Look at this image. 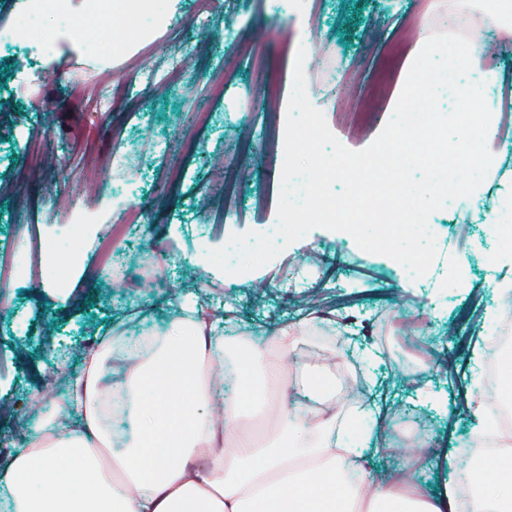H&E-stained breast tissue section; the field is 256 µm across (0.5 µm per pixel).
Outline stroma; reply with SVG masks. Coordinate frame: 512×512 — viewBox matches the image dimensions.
Instances as JSON below:
<instances>
[{
	"instance_id": "1",
	"label": "stroma",
	"mask_w": 512,
	"mask_h": 512,
	"mask_svg": "<svg viewBox=\"0 0 512 512\" xmlns=\"http://www.w3.org/2000/svg\"><path fill=\"white\" fill-rule=\"evenodd\" d=\"M156 3L150 15L126 13L104 49L81 27L59 30L41 55L0 41V260L31 265L0 285V449L25 444L16 425L52 415L60 392L49 377L82 370L111 337L137 345L159 335L186 296L223 316L233 355L239 339L303 325L282 385L304 382L335 399L345 441L365 436L354 403H381L401 443L427 436L417 482L443 492L478 438L462 397L485 396V369L472 360L497 333L501 288L512 289V241L465 199L449 202L429 219L437 255L410 294L398 262L340 231L312 229L234 276L200 254L276 221L282 165L270 114L287 110L300 44H314L310 103L344 146L361 150L390 120L403 73L443 18L462 10L483 27L492 0ZM368 110V126H350V113ZM495 123L490 206L512 199V110ZM80 212L92 221L76 252ZM118 223L127 231L115 237ZM50 250L69 261L65 280L49 269ZM300 264L307 285L289 287ZM394 316L423 322L415 367L387 329ZM316 353L336 356L322 379L304 369Z\"/></svg>"
}]
</instances>
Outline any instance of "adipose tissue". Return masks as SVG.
<instances>
[{"instance_id": "adipose-tissue-1", "label": "adipose tissue", "mask_w": 512, "mask_h": 512, "mask_svg": "<svg viewBox=\"0 0 512 512\" xmlns=\"http://www.w3.org/2000/svg\"><path fill=\"white\" fill-rule=\"evenodd\" d=\"M486 43L474 35L461 59L473 83L456 97L500 111L495 71L484 64ZM152 349L116 345L92 354L83 382L56 399L55 415L33 423L0 480L9 512H460L457 492L416 493L407 470L384 485L360 465L364 448L336 445V419L320 401L275 400L284 448H269L239 423V394L216 389L230 364L222 339L192 299ZM297 327L249 339L256 393L277 385L296 346ZM279 355L267 361V345ZM222 451H215L216 441ZM83 478L79 496L60 490L63 469ZM314 496H302L305 488Z\"/></svg>"}]
</instances>
